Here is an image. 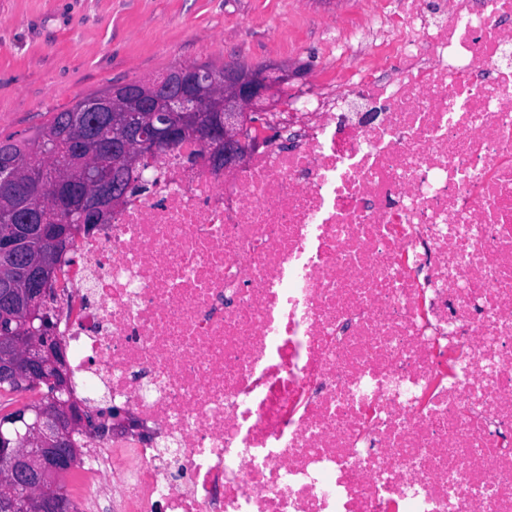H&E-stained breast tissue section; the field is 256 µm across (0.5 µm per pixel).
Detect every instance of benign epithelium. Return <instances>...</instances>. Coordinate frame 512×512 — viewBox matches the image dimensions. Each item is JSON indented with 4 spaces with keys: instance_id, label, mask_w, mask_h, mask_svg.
<instances>
[{
    "instance_id": "1",
    "label": "benign epithelium",
    "mask_w": 512,
    "mask_h": 512,
    "mask_svg": "<svg viewBox=\"0 0 512 512\" xmlns=\"http://www.w3.org/2000/svg\"><path fill=\"white\" fill-rule=\"evenodd\" d=\"M274 70L267 64L245 67L227 62L224 83L217 84L203 70L180 65L173 68V83L167 76L146 80L134 110L122 113L115 109L114 89L110 96L91 100L84 111L112 108L114 143L121 157L161 156L176 149L184 122L190 119V113L198 111L200 102L218 99L220 122L198 126L197 135L212 164L233 168L249 154L250 145L242 138V131L250 124L251 114L261 111L263 102L277 92L278 85L271 77ZM53 277L54 268L49 264L28 266L32 291L46 303ZM22 320L28 343L0 361V376L13 379L21 375L35 387L45 383L53 387V395L48 405L26 409L0 422V444L5 446L6 459V464L0 466V478L25 489L22 503H4L0 512H25L32 501L39 504L41 512H64L60 497L41 495L43 481L49 474L71 467L74 449L70 448V437L75 430L82 427L101 434L106 425L89 417L72 401L57 397L67 392V364L47 312L29 309L22 313Z\"/></svg>"
}]
</instances>
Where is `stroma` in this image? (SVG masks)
Returning a JSON list of instances; mask_svg holds the SVG:
<instances>
[{
    "label": "stroma",
    "instance_id": "obj_1",
    "mask_svg": "<svg viewBox=\"0 0 512 512\" xmlns=\"http://www.w3.org/2000/svg\"><path fill=\"white\" fill-rule=\"evenodd\" d=\"M353 0H0V142L106 86L177 65L275 63L287 87L332 74L323 32Z\"/></svg>",
    "mask_w": 512,
    "mask_h": 512
}]
</instances>
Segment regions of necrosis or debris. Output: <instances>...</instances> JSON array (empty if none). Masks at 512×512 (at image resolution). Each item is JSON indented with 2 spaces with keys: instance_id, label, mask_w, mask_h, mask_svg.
<instances>
[{
  "instance_id": "1",
  "label": "necrosis or debris",
  "mask_w": 512,
  "mask_h": 512,
  "mask_svg": "<svg viewBox=\"0 0 512 512\" xmlns=\"http://www.w3.org/2000/svg\"><path fill=\"white\" fill-rule=\"evenodd\" d=\"M228 170L178 154L54 286L111 400L77 512H512V0H359ZM116 488H109L110 476Z\"/></svg>"
}]
</instances>
